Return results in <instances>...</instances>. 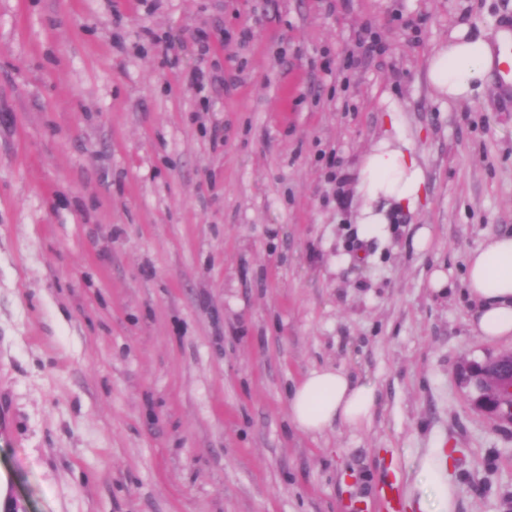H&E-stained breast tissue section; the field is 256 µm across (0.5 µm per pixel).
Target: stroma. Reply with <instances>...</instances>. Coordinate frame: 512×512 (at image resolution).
<instances>
[{"mask_svg":"<svg viewBox=\"0 0 512 512\" xmlns=\"http://www.w3.org/2000/svg\"><path fill=\"white\" fill-rule=\"evenodd\" d=\"M490 20L512 0H0L11 512H349L394 474L420 499L431 451L456 512H512V424L457 377L512 350L473 336L463 285L512 232V93L424 76ZM396 131L425 198L365 240L357 166ZM324 366L376 386L369 427L291 426Z\"/></svg>","mask_w":512,"mask_h":512,"instance_id":"1","label":"stroma"}]
</instances>
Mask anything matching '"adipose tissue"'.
Returning <instances> with one entry per match:
<instances>
[{"instance_id":"ef3b65f1","label":"adipose tissue","mask_w":512,"mask_h":512,"mask_svg":"<svg viewBox=\"0 0 512 512\" xmlns=\"http://www.w3.org/2000/svg\"><path fill=\"white\" fill-rule=\"evenodd\" d=\"M511 42V34L491 25L479 36L471 34L469 24L455 27L428 60L426 77L435 95L450 101L472 100L482 92L488 74L501 67ZM425 183V172L408 139L398 135L378 141L362 158L356 176L361 234L385 237L389 211L416 208ZM466 291L474 304L471 331L492 342L512 339V234L490 237L468 255ZM376 407L372 384L354 379L343 369L326 367L309 372L295 386L288 419L305 434L322 432L336 423L361 429L369 425ZM445 465V459L433 453L420 463L436 512H454Z\"/></svg>"}]
</instances>
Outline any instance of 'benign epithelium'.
Instances as JSON below:
<instances>
[{"label":"benign epithelium","instance_id":"1","mask_svg":"<svg viewBox=\"0 0 512 512\" xmlns=\"http://www.w3.org/2000/svg\"><path fill=\"white\" fill-rule=\"evenodd\" d=\"M462 382L473 385L474 405L481 411L512 423V350L462 365Z\"/></svg>","mask_w":512,"mask_h":512}]
</instances>
